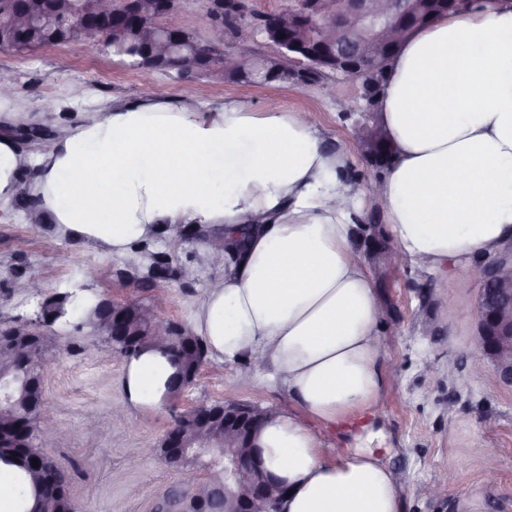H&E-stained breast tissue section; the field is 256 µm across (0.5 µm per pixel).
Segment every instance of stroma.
Returning <instances> with one entry per match:
<instances>
[{
  "mask_svg": "<svg viewBox=\"0 0 512 512\" xmlns=\"http://www.w3.org/2000/svg\"><path fill=\"white\" fill-rule=\"evenodd\" d=\"M11 75L14 94L0 101V131L12 118L34 124L42 107L53 102L56 131L78 124L91 112H106L118 99L156 95L190 98L219 106L225 98L247 100L255 111L275 109L308 115L327 146L348 156L347 173L369 175L354 144V116L342 100L361 93V80L336 83L335 95L319 86L292 83L250 85L225 79L214 70L189 82L120 64L105 49L46 46L33 54L0 50V72ZM347 246L360 257L380 309L378 333L387 371L386 387L373 406L388 449L385 463L401 487L402 512H512V387L495 382L492 366L476 368L466 357L477 323V299L488 258L447 269L428 268L411 259L394 266L396 236L381 206L366 198L359 204ZM216 231L201 227L196 238L180 240L161 230L128 254H105L90 245L58 238L53 225L29 224L12 210L0 222V321L38 322L44 298L81 291L123 305H153L166 320L192 327L193 316L209 288L224 278L212 265L208 242ZM172 267L191 266V280L173 279L155 295L148 276L153 259ZM22 267L42 284L38 296L13 291L11 274ZM50 353L45 377L43 418L59 429L56 442L38 449L70 477L69 490L82 512H153L155 503L180 483L179 473L149 453L175 419L202 402L256 403L293 415L320 441L325 458L350 447L351 438L330 432L309 417L289 396L275 369L263 365L251 387L239 383L241 361L208 355L194 385L171 395L161 407L133 409L126 402L121 355L103 339L67 336ZM458 361L456 380L449 361ZM139 457L138 466L128 460ZM496 458L498 477L488 481L484 464ZM441 483L439 498L421 496L419 488Z\"/></svg>",
  "mask_w": 512,
  "mask_h": 512,
  "instance_id": "1",
  "label": "stroma"
}]
</instances>
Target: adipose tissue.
Masks as SVG:
<instances>
[{"mask_svg": "<svg viewBox=\"0 0 512 512\" xmlns=\"http://www.w3.org/2000/svg\"><path fill=\"white\" fill-rule=\"evenodd\" d=\"M393 148L374 198L401 251L431 268L512 239V6L443 16L412 33L376 108ZM346 156L296 112L239 99L201 110L155 97L116 101L31 154L0 134V209L22 173L57 235L125 254L176 224L226 229L231 269L194 316L211 352L271 364L310 417L353 444L324 459L315 435L277 415L259 442L290 490L282 512H400L373 404L384 387L379 313L347 247L356 199ZM174 368L157 349L126 359L130 407L157 408ZM30 475L0 459V512H34Z\"/></svg>", "mask_w": 512, "mask_h": 512, "instance_id": "obj_1", "label": "adipose tissue"}]
</instances>
